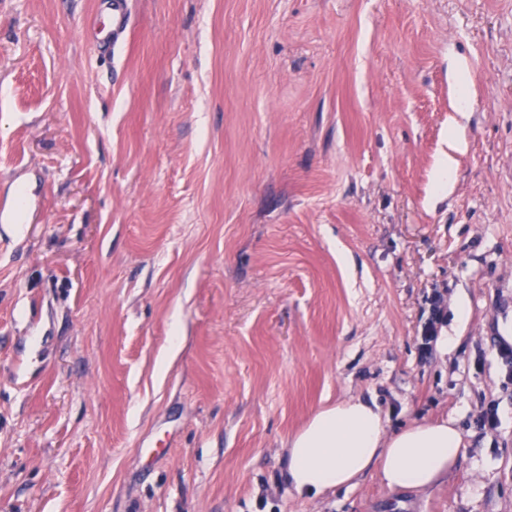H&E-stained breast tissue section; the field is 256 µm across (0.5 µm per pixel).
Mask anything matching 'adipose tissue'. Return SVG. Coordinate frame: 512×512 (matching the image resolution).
Returning a JSON list of instances; mask_svg holds the SVG:
<instances>
[{
  "instance_id": "obj_1",
  "label": "adipose tissue",
  "mask_w": 512,
  "mask_h": 512,
  "mask_svg": "<svg viewBox=\"0 0 512 512\" xmlns=\"http://www.w3.org/2000/svg\"><path fill=\"white\" fill-rule=\"evenodd\" d=\"M287 448L293 489L315 499L352 487L372 471L392 492L431 489L457 463L464 438L445 419L387 430L377 404L348 398L318 409Z\"/></svg>"
}]
</instances>
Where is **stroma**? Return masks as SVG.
I'll use <instances>...</instances> for the list:
<instances>
[{
	"label": "stroma",
	"instance_id": "35a3bbf8",
	"mask_svg": "<svg viewBox=\"0 0 512 512\" xmlns=\"http://www.w3.org/2000/svg\"><path fill=\"white\" fill-rule=\"evenodd\" d=\"M126 2L0 0V512H512V0ZM351 396L464 454L300 497ZM112 5V23L109 26L94 29L93 42L101 49L107 48L112 53V43L121 38L127 26V16L123 8V0H107Z\"/></svg>",
	"mask_w": 512,
	"mask_h": 512
}]
</instances>
